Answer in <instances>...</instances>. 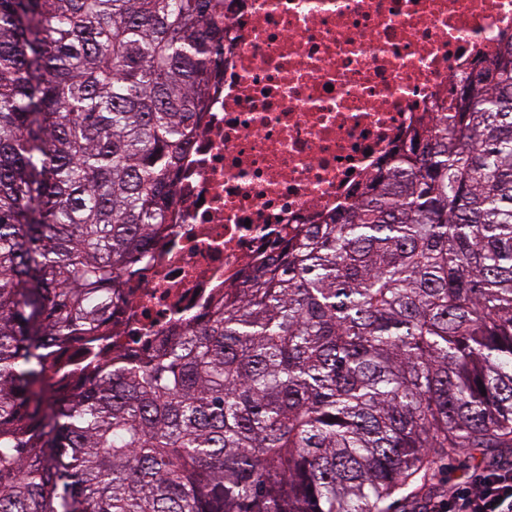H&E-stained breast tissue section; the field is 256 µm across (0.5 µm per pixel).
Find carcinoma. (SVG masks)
<instances>
[{
    "instance_id": "cac0c4a2",
    "label": "carcinoma",
    "mask_w": 512,
    "mask_h": 512,
    "mask_svg": "<svg viewBox=\"0 0 512 512\" xmlns=\"http://www.w3.org/2000/svg\"><path fill=\"white\" fill-rule=\"evenodd\" d=\"M226 4L0 0V512H381L441 457L512 447V44L212 311L103 344ZM77 340L59 398L44 363Z\"/></svg>"
}]
</instances>
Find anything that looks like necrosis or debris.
I'll use <instances>...</instances> for the list:
<instances>
[{
  "label": "necrosis or debris",
  "mask_w": 512,
  "mask_h": 512,
  "mask_svg": "<svg viewBox=\"0 0 512 512\" xmlns=\"http://www.w3.org/2000/svg\"><path fill=\"white\" fill-rule=\"evenodd\" d=\"M511 38L512 0H236L167 230L122 274V348L150 347L287 229L350 203L453 75Z\"/></svg>",
  "instance_id": "obj_1"
}]
</instances>
